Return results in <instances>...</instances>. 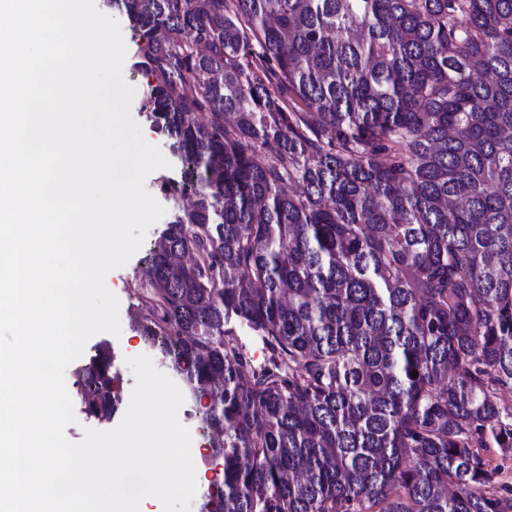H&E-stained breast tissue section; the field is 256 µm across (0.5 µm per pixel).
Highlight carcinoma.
<instances>
[{"mask_svg":"<svg viewBox=\"0 0 512 512\" xmlns=\"http://www.w3.org/2000/svg\"><path fill=\"white\" fill-rule=\"evenodd\" d=\"M107 2L196 177L138 329L210 399L200 512H512V0ZM114 380L102 345L87 416ZM481 453L487 468L497 471L494 482L496 489L500 493L504 492L503 489H500L503 486L512 490V449L489 448Z\"/></svg>","mask_w":512,"mask_h":512,"instance_id":"carcinoma-1","label":"carcinoma"}]
</instances>
